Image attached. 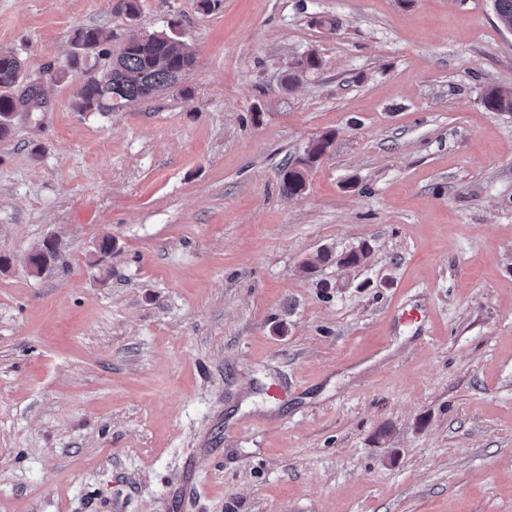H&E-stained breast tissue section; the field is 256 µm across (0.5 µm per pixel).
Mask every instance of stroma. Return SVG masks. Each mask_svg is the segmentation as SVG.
I'll return each instance as SVG.
<instances>
[{
	"instance_id": "obj_1",
	"label": "stroma",
	"mask_w": 512,
	"mask_h": 512,
	"mask_svg": "<svg viewBox=\"0 0 512 512\" xmlns=\"http://www.w3.org/2000/svg\"><path fill=\"white\" fill-rule=\"evenodd\" d=\"M124 4L0 0L14 94L42 99L0 140V512H512L492 0ZM87 26L116 37L74 58ZM172 26L195 53L177 85L73 109L126 35ZM327 133L283 195L281 164ZM364 242V265L301 269ZM482 101L491 112H512V94L509 95L497 87H487ZM331 145V136L328 134L321 135L308 142L304 148L303 157H301L299 161H301L306 167L313 166L327 152Z\"/></svg>"
}]
</instances>
